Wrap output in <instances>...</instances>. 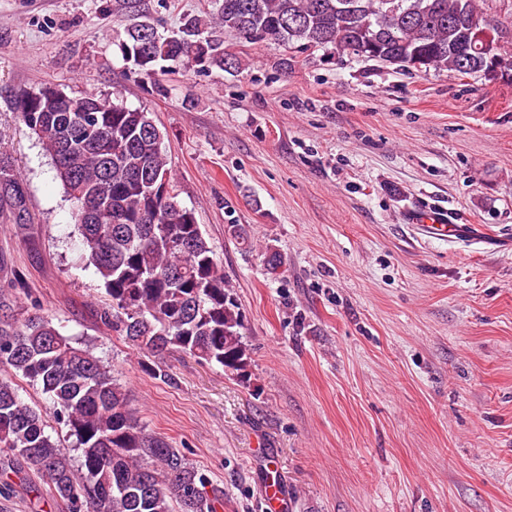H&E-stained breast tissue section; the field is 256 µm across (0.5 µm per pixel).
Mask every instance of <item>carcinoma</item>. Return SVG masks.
<instances>
[{
	"mask_svg": "<svg viewBox=\"0 0 512 512\" xmlns=\"http://www.w3.org/2000/svg\"><path fill=\"white\" fill-rule=\"evenodd\" d=\"M215 20L240 42L263 31L299 52L323 49L410 71L464 76L482 72L495 44L472 42L488 27L479 0H221ZM208 21L186 15L162 37L146 22L126 29L123 57L142 48L136 67L148 76L199 65L240 69L236 53L205 36ZM19 118L54 165L73 207L86 265L108 297L100 318L137 349L160 356L176 349L232 372H245L248 350L237 299L194 212L177 200L165 136L149 113L89 92L60 97L45 84ZM168 182L162 198L154 190ZM0 223H30L27 185L0 152ZM268 274L282 267L265 249ZM38 384L58 423L74 439V465L47 433L41 412L19 395L14 377ZM45 479L62 512H216L224 492L142 425L125 388L87 346H76L52 318L20 319L0 307V484L11 475Z\"/></svg>",
	"mask_w": 512,
	"mask_h": 512,
	"instance_id": "carcinoma-1",
	"label": "carcinoma"
}]
</instances>
